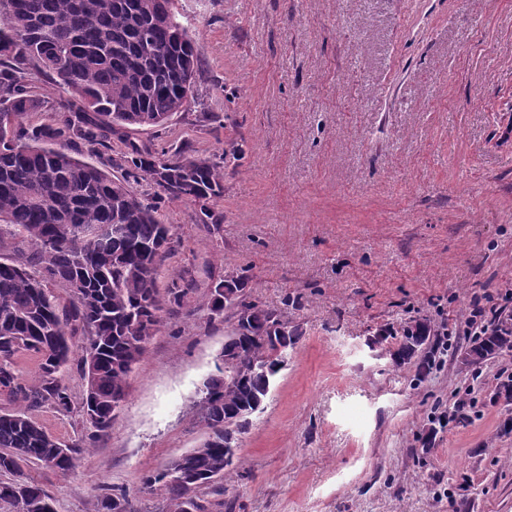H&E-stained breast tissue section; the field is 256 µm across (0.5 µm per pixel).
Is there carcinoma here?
Listing matches in <instances>:
<instances>
[{
    "label": "carcinoma",
    "instance_id": "cac0c4a2",
    "mask_svg": "<svg viewBox=\"0 0 512 512\" xmlns=\"http://www.w3.org/2000/svg\"><path fill=\"white\" fill-rule=\"evenodd\" d=\"M200 65L173 0H0V397L13 405L0 413V473L14 476L0 482V506L10 512H55L24 467L37 461L75 471L82 449L109 435L153 336L166 320H190L202 310L231 324L217 373L204 382L207 439L143 484L163 495V512H206L203 494L224 495V484L214 481L226 472L224 426L248 431L299 339L281 312L249 300L241 275L211 279L201 297L188 272L159 286L178 237L158 203L190 202L195 223L218 227L210 202L224 196L227 156L198 158L188 141L159 154L127 144L116 166L156 186L152 202L125 178L79 159L87 146L109 148L129 126H160L182 111ZM35 69L53 75L64 96L57 101L62 115L32 127L20 118L41 104L29 91ZM58 286L69 303L53 292ZM429 333L423 323L406 327L395 365L412 360ZM23 352L38 359L27 379L17 364ZM509 352L512 323L505 321L464 359ZM73 365L84 397L80 436L67 445L30 412H71L64 373ZM94 512L139 510L125 487L112 485L102 488Z\"/></svg>",
    "mask_w": 512,
    "mask_h": 512
}]
</instances>
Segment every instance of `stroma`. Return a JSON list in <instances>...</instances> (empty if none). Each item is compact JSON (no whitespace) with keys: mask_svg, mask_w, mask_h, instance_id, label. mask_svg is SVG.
<instances>
[{"mask_svg":"<svg viewBox=\"0 0 512 512\" xmlns=\"http://www.w3.org/2000/svg\"><path fill=\"white\" fill-rule=\"evenodd\" d=\"M201 55L193 100L126 141H191L197 157L236 152L212 208L166 201L179 246L160 283L183 269L248 280L250 300L301 336L264 410L240 441L207 512H512V402L496 399L512 353L465 364L447 341L476 303L512 289V0H174ZM416 320L431 335L417 362L390 364ZM393 335L380 340L383 329ZM228 325L171 320L128 380L108 437L74 473L40 463L28 479L57 512H93L103 485L139 512H161L145 475L205 437L197 402ZM74 408L34 410L61 442Z\"/></svg>","mask_w":512,"mask_h":512,"instance_id":"stroma-1","label":"stroma"}]
</instances>
